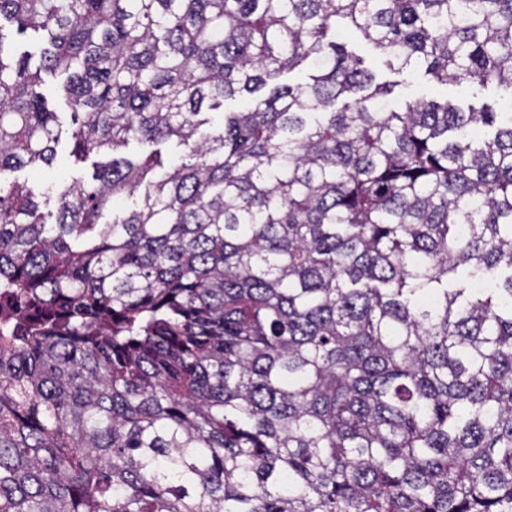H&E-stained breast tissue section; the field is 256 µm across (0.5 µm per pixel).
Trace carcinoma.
I'll use <instances>...</instances> for the list:
<instances>
[{
  "mask_svg": "<svg viewBox=\"0 0 512 512\" xmlns=\"http://www.w3.org/2000/svg\"><path fill=\"white\" fill-rule=\"evenodd\" d=\"M3 18L42 48L0 24V174L54 166L43 71L74 161L109 160L0 183V512H512V112L389 111L342 42L512 89V0ZM42 85L41 91L45 94L47 100L55 109L56 112H60V118L63 125L64 132L70 130L71 108L67 104V100L62 91V79L59 75H53L51 73L42 72ZM57 152V160L53 169L33 171L30 168H25L15 172L6 171L2 174V181L6 184L14 181L26 183L34 189L48 182H66L68 184L73 181L87 182L90 180L91 173L93 172L92 161L105 162L109 159V157H96L91 158L85 163L76 164L69 155L65 139H62L58 145Z\"/></svg>",
  "mask_w": 512,
  "mask_h": 512,
  "instance_id": "cac0c4a2",
  "label": "carcinoma"
}]
</instances>
